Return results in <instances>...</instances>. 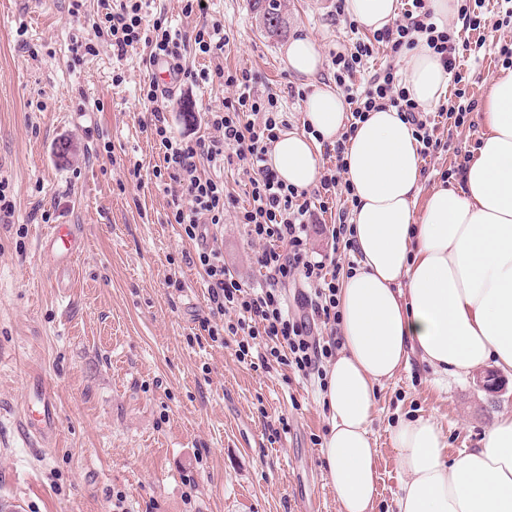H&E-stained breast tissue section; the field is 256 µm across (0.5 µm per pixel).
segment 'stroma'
<instances>
[{
    "instance_id": "35a3bbf8",
    "label": "stroma",
    "mask_w": 512,
    "mask_h": 512,
    "mask_svg": "<svg viewBox=\"0 0 512 512\" xmlns=\"http://www.w3.org/2000/svg\"><path fill=\"white\" fill-rule=\"evenodd\" d=\"M0 0V179L15 212L0 220V512H339L319 443L326 436L320 392L293 370L238 362L235 341L210 340L200 322L207 294L189 264L197 245L169 223V196L153 175L159 146L141 128L138 89L150 76L135 53L101 45L72 59L73 37L94 35L92 13L73 18L69 0ZM289 33L321 54L342 49L336 0H285ZM226 24V68H247L258 94L279 95L288 127H303L312 93L290 71L286 39L267 37L249 0H209ZM496 0H486L482 41L471 50L466 125L442 126L447 151L422 177L423 192L475 155L482 105L505 75L499 48L512 43ZM224 86L178 84L162 103L175 134H206L204 113L221 107ZM80 224L86 245L59 295L40 260L37 237L50 224ZM224 261L244 282L260 275L256 250L225 215L217 231ZM177 276L182 289L167 287ZM52 387L58 436L31 445L23 432L30 380ZM512 412V377L497 390L474 375L442 376L413 365L377 390L371 432L377 450L376 512H389L400 485L391 432L403 419L431 416L449 454L476 447L494 418ZM286 419L269 442L266 424Z\"/></svg>"
}]
</instances>
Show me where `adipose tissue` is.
<instances>
[{
    "instance_id": "1",
    "label": "adipose tissue",
    "mask_w": 512,
    "mask_h": 512,
    "mask_svg": "<svg viewBox=\"0 0 512 512\" xmlns=\"http://www.w3.org/2000/svg\"><path fill=\"white\" fill-rule=\"evenodd\" d=\"M346 10L375 31L396 17L398 0H346ZM285 54L291 71L315 84L305 112L314 132L282 133L270 162L286 184L308 188L320 176L319 144L335 142L346 106L317 83L323 58L311 38L292 39ZM403 84L429 109L448 73L421 45L406 54ZM482 120L486 132L460 185L426 194L419 144L395 109L369 112L346 145L357 266L340 284L339 347L321 393V455L340 512H375L370 423L381 384L414 360L443 375L512 374V73L493 85ZM392 441L401 474L393 512H512V414L453 456L430 417L401 421Z\"/></svg>"
}]
</instances>
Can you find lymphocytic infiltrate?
Masks as SVG:
<instances>
[{
    "mask_svg": "<svg viewBox=\"0 0 512 512\" xmlns=\"http://www.w3.org/2000/svg\"><path fill=\"white\" fill-rule=\"evenodd\" d=\"M144 0H97L96 40H73L74 61L97 52V39H104L118 56L142 50L141 62L152 67L165 61L175 81L216 82L231 90L224 106L206 114L210 136L197 138L175 135L159 103L155 82L143 84L139 102L146 116L141 123L163 151L168 176L165 191L170 197V223L180 225L189 240H197L208 227L222 224L227 211H234L236 223L261 246L255 263L262 276L259 286L246 285L224 262L223 252L214 246L201 248L195 257L207 290L210 316L201 328L211 341L232 336L237 340L235 354L239 362L265 367L273 363L287 366L313 383L324 380V365L336 355L334 334L340 322L337 298L345 266L342 252L353 251V228L346 215L328 225L326 232L331 251L314 256L309 246L310 224L326 213L330 200L342 204L354 202L346 172L345 150L350 137L368 112L392 107L415 132L421 158L434 157L443 144L437 135L443 122L464 124L471 105L465 104L464 76L460 60L468 45L462 33L481 28L475 8L458 9L459 26L436 22L428 0H405L401 14L390 24L374 31L372 37L357 36V24H350L354 36L349 46L331 52L329 67L337 88L349 108L345 132L332 147L334 163L325 167L318 186L300 190L285 184L268 162V154L287 122L280 110L279 98L255 93L253 75L242 68L224 69L217 59L229 41L226 28L208 19L202 0H181L185 16H196L191 32L173 28L164 17H149ZM425 42L439 55L456 85V101L439 106L436 112L422 109L409 95L397 74L396 63L405 51ZM384 48L389 60L368 79L356 75L376 48ZM213 58L214 67L198 71L182 64L187 49ZM239 165L247 178L246 204L224 189L218 171ZM298 285L301 316L288 313L284 291L288 284ZM329 337H320V330Z\"/></svg>",
    "mask_w": 512,
    "mask_h": 512,
    "instance_id": "lymphocytic-infiltrate-1",
    "label": "lymphocytic infiltrate"
}]
</instances>
